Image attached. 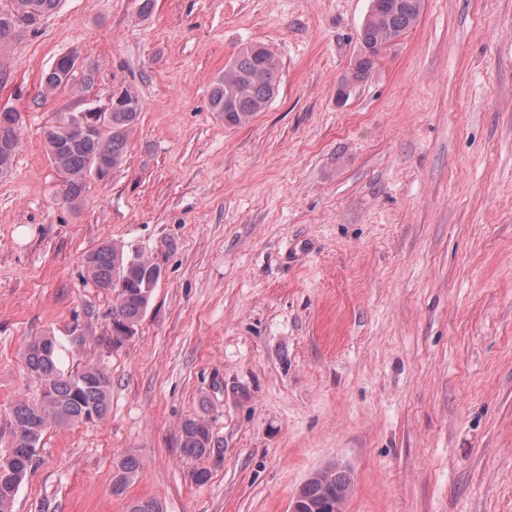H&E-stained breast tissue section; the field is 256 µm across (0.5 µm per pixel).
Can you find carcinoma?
Segmentation results:
<instances>
[{"instance_id":"1","label":"carcinoma","mask_w":512,"mask_h":512,"mask_svg":"<svg viewBox=\"0 0 512 512\" xmlns=\"http://www.w3.org/2000/svg\"><path fill=\"white\" fill-rule=\"evenodd\" d=\"M11 10L0 11V43L23 32H37L42 21L60 0H12ZM424 0H371V7L359 33L360 54L340 80V86H354L374 69L382 51L389 49L419 19ZM83 72V83L94 80L95 68L69 54L59 57L43 78L44 92L50 93L71 83L76 71ZM279 65L272 50L253 43L239 49L224 65L210 90L212 111L224 116L230 126L244 125L264 111L278 95ZM113 105L111 125L103 130L77 128L70 114L59 117L45 132L48 153L61 175L59 195L72 203L86 191L99 164L105 178L124 159L131 133L140 120L139 95L120 87ZM21 115L13 109L0 110V179L10 175L20 145ZM86 278L95 287L112 293V339L114 345L133 336L145 313L153 290L161 277L158 265L140 255L129 256L114 244H104L86 255ZM24 359L29 373L41 384L37 402L19 401L10 411V447L0 452V512H12L19 487L33 462L36 448L47 428L85 424L104 418L109 409L111 380L96 364L76 371L59 366L57 340L46 335L32 341ZM184 456L201 458L214 451L208 422L201 417L186 419L180 428ZM140 460L127 455L115 465L112 490L120 492L136 476ZM352 479L343 468L329 467L315 473L298 492V512H323L327 504L343 503Z\"/></svg>"}]
</instances>
